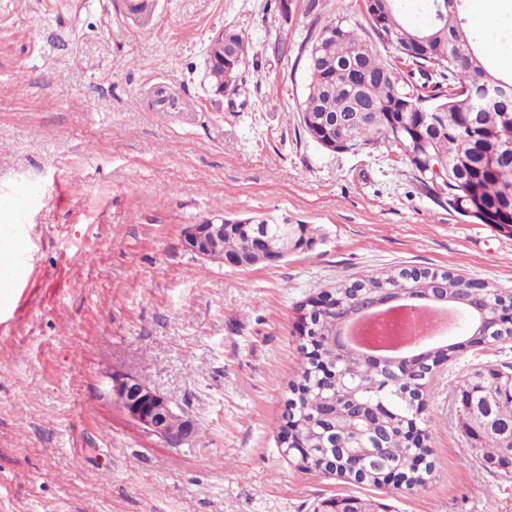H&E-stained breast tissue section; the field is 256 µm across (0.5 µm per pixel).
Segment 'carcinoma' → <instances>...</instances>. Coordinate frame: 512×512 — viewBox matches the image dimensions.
Listing matches in <instances>:
<instances>
[{
	"instance_id": "carcinoma-1",
	"label": "carcinoma",
	"mask_w": 512,
	"mask_h": 512,
	"mask_svg": "<svg viewBox=\"0 0 512 512\" xmlns=\"http://www.w3.org/2000/svg\"><path fill=\"white\" fill-rule=\"evenodd\" d=\"M389 13L384 29L391 38L367 41L358 33V25L342 16L327 25L316 15L310 22L307 36L301 43L297 58L303 59L307 79L298 120L310 140L314 132L325 131L336 137V150L364 153L383 144L406 149L409 133L400 137L389 129L400 125L407 129L429 115L438 118L440 129L426 131V153L434 162L448 165V182L440 188L447 195L448 209L477 224H489L501 231L512 226V208L503 203L505 190L512 186V163L496 159L503 146L502 128L505 109L512 110V77L495 74L471 45L470 28L461 11L462 0H432L428 24L414 26L402 16L401 0H388ZM429 39L428 49L409 60V69L398 70L391 60L379 54L377 46L391 47L399 54L417 39ZM248 54V43L233 31L224 33V47L209 52L208 77L216 91L235 85V79ZM267 239L277 250H310L317 240L316 229L308 224H294L283 230L277 224L265 225ZM254 245L250 229L224 231L218 248L226 255H247ZM443 283L447 301L455 304L470 295L473 280L446 273ZM360 290L413 297L423 290L425 279L403 278V272L387 275L365 274L354 281ZM483 304L491 312L505 300V293L487 283ZM512 337V322L497 326L487 336L472 335L469 343L491 344ZM316 356L335 369L341 389L352 390L362 403L383 402L396 414L415 426L425 419L415 416L412 402L405 396L411 387L420 390L429 374L413 375L404 380V359L389 360L388 368L379 362L347 349L334 354L316 343ZM511 367H481L453 385L454 394L485 390L484 398L472 407L457 406L461 428L473 450L483 461L495 468H507L512 462L502 455L503 440L512 436V397L495 395L497 376L508 375ZM316 364L307 362L302 381L292 389L289 405L295 407L300 426L297 435L307 446L310 456L302 468L310 473L329 469L326 457L335 456L343 467L350 448H367L362 457L367 473L358 483L379 485L383 472L397 469L406 476L405 488L418 491L426 488L433 463L422 471L414 469V457L429 456L422 444L412 448L401 436L399 423L389 419H371L351 434L352 441L331 440L323 435L320 419L324 404L336 401V424L349 416L348 406L334 393L315 383Z\"/></svg>"
}]
</instances>
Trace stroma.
<instances>
[{
  "label": "stroma",
  "instance_id": "stroma-1",
  "mask_svg": "<svg viewBox=\"0 0 512 512\" xmlns=\"http://www.w3.org/2000/svg\"><path fill=\"white\" fill-rule=\"evenodd\" d=\"M0 0V234L30 280L0 298V512H512V471L470 454L452 386L512 364L468 345L424 389L435 464L425 490L306 472L281 445L305 365L302 303L337 281L437 269L512 290V236L449 211L407 157L311 141L297 61L313 13L361 0ZM249 44L236 91L207 77L212 38ZM474 40L512 74V0ZM166 103H158L157 91ZM25 194V217L4 206ZM215 215L309 224L313 250L218 265L182 245ZM136 377L197 423L170 447L112 394Z\"/></svg>",
  "mask_w": 512,
  "mask_h": 512
}]
</instances>
